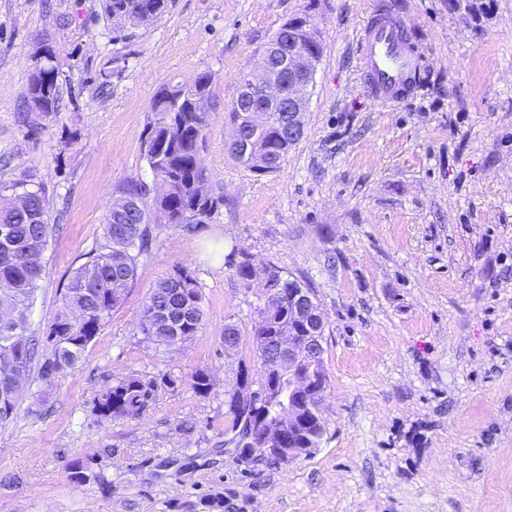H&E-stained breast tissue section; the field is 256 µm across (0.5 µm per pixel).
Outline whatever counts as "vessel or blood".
<instances>
[{
	"mask_svg": "<svg viewBox=\"0 0 512 512\" xmlns=\"http://www.w3.org/2000/svg\"><path fill=\"white\" fill-rule=\"evenodd\" d=\"M356 54L362 75L381 104L401 102L426 78L423 55L392 10L374 11L359 35Z\"/></svg>",
	"mask_w": 512,
	"mask_h": 512,
	"instance_id": "b4317fda",
	"label": "vessel or blood"
}]
</instances>
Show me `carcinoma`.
I'll use <instances>...</instances> for the list:
<instances>
[{"label":"carcinoma","instance_id":"1","mask_svg":"<svg viewBox=\"0 0 512 512\" xmlns=\"http://www.w3.org/2000/svg\"><path fill=\"white\" fill-rule=\"evenodd\" d=\"M173 0H102V13L110 26L121 29L120 37L130 39L136 32L164 16ZM60 63L49 60L30 76L29 99L37 112H55L61 100ZM213 79L204 72L194 87L179 82L161 85L152 100L154 119L144 140L143 154L162 192L148 199L146 186L128 182L120 197L108 204L104 224V244L92 252L88 261L69 276L62 293V311L48 326L47 336L61 341L52 344L49 355L38 367V377L46 385L79 361L112 311L123 303L137 275L139 258L150 247L152 224H203L217 207L214 197L205 194L206 170L197 163L210 110ZM260 134L253 152L261 157H277L286 144L276 128ZM135 198L138 206L130 210L119 202ZM9 230L8 245L0 242V308L23 315L33 306L43 276L38 248L45 247L52 224L49 197L43 183L20 174L0 184V228ZM236 275L258 282L269 292L277 288L282 303L268 313L260 308L258 321L265 323L264 334L273 335L277 321L288 323V289L304 284L286 277L273 266L256 267L246 262ZM202 293L196 279L183 273L179 282L162 279L143 305L139 328L147 338L160 345L178 334L188 340L202 328ZM35 337L19 334L9 321L0 320V423L8 422L16 411L20 388L9 382L5 368L17 361L29 373L36 360ZM156 383L139 377L117 381L97 402L100 415L112 418L140 417L153 400ZM299 448L316 442L324 434L319 423L307 420L292 428Z\"/></svg>","mask_w":512,"mask_h":512}]
</instances>
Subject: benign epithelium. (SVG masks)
<instances>
[{
	"mask_svg": "<svg viewBox=\"0 0 512 512\" xmlns=\"http://www.w3.org/2000/svg\"><path fill=\"white\" fill-rule=\"evenodd\" d=\"M321 45L310 20L303 18L277 30L266 46L262 60L244 77L235 104L243 131L257 134L267 127L272 112L288 113V144L303 137V117L308 108L309 89L313 85L321 55L305 49ZM326 322L311 288H296L288 293V325L274 338V363L263 365L262 383L253 388L240 380L238 405L244 416L254 415L255 396L280 404L276 425L269 424L267 413L257 416L250 433L260 448L253 452L250 466H261L271 452L288 464L314 452L312 448H289L285 429L298 422L292 400L302 402L303 411L319 416L326 390L322 389L326 372L324 335Z\"/></svg>",
	"mask_w": 512,
	"mask_h": 512,
	"instance_id": "7a95c632",
	"label": "benign epithelium"
}]
</instances>
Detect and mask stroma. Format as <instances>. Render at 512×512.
Listing matches in <instances>:
<instances>
[{
  "mask_svg": "<svg viewBox=\"0 0 512 512\" xmlns=\"http://www.w3.org/2000/svg\"><path fill=\"white\" fill-rule=\"evenodd\" d=\"M482 2L474 15L448 0H174L124 40L101 0H0V181L34 174L54 226L29 325L42 352L69 274L104 242L108 203L127 181L154 183L142 142L160 84L212 73L201 158L219 201L198 227L152 225L80 361L51 387L25 381L0 425V512H512V0ZM382 3L402 10L430 68L397 106L373 99L355 54ZM302 14L324 46L304 136L280 170L255 173L224 146L227 110L240 74ZM44 39L61 63L48 113L28 93ZM234 250L312 288L327 321L319 448L249 474L224 392L240 370L260 377L264 294L236 275ZM181 268L205 319L170 349L142 335L140 313ZM228 325L241 335L230 351ZM198 370L214 379L204 396ZM130 376L156 382L149 407L100 417L102 392Z\"/></svg>",
  "mask_w": 512,
  "mask_h": 512,
  "instance_id": "stroma-1",
  "label": "stroma"
}]
</instances>
